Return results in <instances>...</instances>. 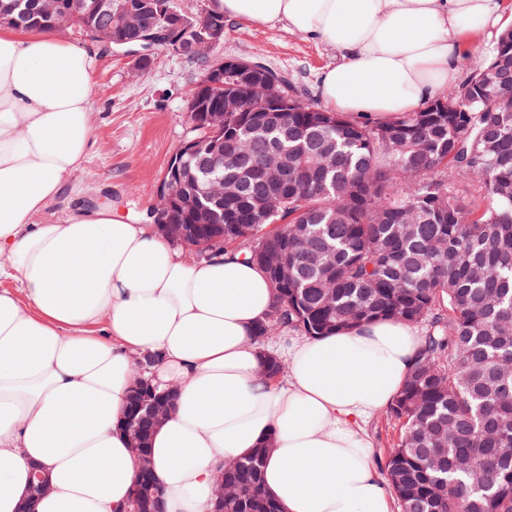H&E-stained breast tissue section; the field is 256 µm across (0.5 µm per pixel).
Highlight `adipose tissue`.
<instances>
[{
  "label": "adipose tissue",
  "mask_w": 512,
  "mask_h": 512,
  "mask_svg": "<svg viewBox=\"0 0 512 512\" xmlns=\"http://www.w3.org/2000/svg\"><path fill=\"white\" fill-rule=\"evenodd\" d=\"M231 21L283 24L337 50L321 98L382 121L457 80L459 37L495 25L496 0H216ZM98 49L0 25V512L33 467L36 512H128L137 461L120 422L134 368L172 388L150 455L164 512H211L226 464L265 442L281 512H393L362 427L390 407L420 339L402 322L292 339L277 381L253 336L273 310L266 275L230 252L188 263L154 225L109 208L43 220L91 150ZM53 487L48 476L41 468H35L32 485L27 499L19 506V512H33L32 504L39 498L50 494Z\"/></svg>",
  "instance_id": "adipose-tissue-1"
}]
</instances>
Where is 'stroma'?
<instances>
[{"mask_svg":"<svg viewBox=\"0 0 512 512\" xmlns=\"http://www.w3.org/2000/svg\"><path fill=\"white\" fill-rule=\"evenodd\" d=\"M221 54L259 57L287 72L304 102L322 106L318 84L323 70L339 56L329 46L288 31L284 25L224 23ZM200 78L199 68L160 48L146 72L135 71L121 54L102 51L95 63L92 99V149L67 184L63 201L45 215L54 221L66 203L95 208L111 204L126 219L139 222L155 202L156 188L171 156L187 135L186 91ZM377 468L399 444L400 422L389 411L367 419Z\"/></svg>","mask_w":512,"mask_h":512,"instance_id":"stroma-1","label":"stroma"}]
</instances>
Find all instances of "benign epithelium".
Returning <instances> with one entry per match:
<instances>
[{
    "label": "benign epithelium",
    "instance_id": "7a95c632",
    "mask_svg": "<svg viewBox=\"0 0 512 512\" xmlns=\"http://www.w3.org/2000/svg\"><path fill=\"white\" fill-rule=\"evenodd\" d=\"M159 5L153 0H137L132 3H120L112 17V29L105 39L106 46H121L129 43L127 35L135 34V39L142 42V49L126 51L135 70L142 69L145 62H153L152 47L169 45L179 56L204 59L206 70L197 85L202 88L216 87L222 84L224 70H229L234 83L248 95L258 96L261 108L253 122L262 124L269 119V112H286L293 103L292 94L288 92V81L280 75H274L259 81L255 72L265 64L243 58L227 59L213 54L224 44V25L208 24L202 28L194 27L185 15L174 10L169 11L165 24L159 26L153 14ZM241 111L237 96L224 98L221 107H205L198 101L187 105L191 130L200 127L207 131V136H192L186 139L178 151L171 157L156 191L154 217L161 231L171 241L182 244L189 257L199 260L201 254L224 237H211L213 227L209 224H173L168 217L178 212L188 219L197 216L202 196L209 193L197 177L188 173L190 163L203 153L211 155L213 161L224 159V113ZM252 164L272 184L288 182V157L284 150L273 148L257 154ZM283 197L277 193L263 196L255 205L265 216L279 211ZM141 409L157 426L164 422L172 411L170 391H154L143 397ZM124 429L129 436L131 451L138 461V472L147 473L151 469L148 452L143 448L142 434L133 420L124 421ZM53 487L43 469L37 468L33 473L32 485L27 499L19 506V512H33L32 504L39 498L50 494Z\"/></svg>",
    "mask_w": 512,
    "mask_h": 512
}]
</instances>
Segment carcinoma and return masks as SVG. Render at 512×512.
<instances>
[{
  "label": "carcinoma",
  "instance_id": "carcinoma-1",
  "mask_svg": "<svg viewBox=\"0 0 512 512\" xmlns=\"http://www.w3.org/2000/svg\"><path fill=\"white\" fill-rule=\"evenodd\" d=\"M109 0H60L46 17L38 0H0L9 25L68 28L93 39ZM512 55V28L501 31L472 75L448 90L459 112H413L386 126L299 103L278 119L296 139L282 211L266 217L244 202H224V245L264 270L276 295L254 340L292 329L323 336L377 320L425 324L404 386L390 406L403 421L384 478L401 512H512V81L495 69ZM212 172L261 197L268 188L249 155L271 135H239ZM336 147L335 166L318 169ZM457 179L476 181L486 203L467 202ZM278 255L288 281L264 264ZM257 448L223 472L242 491L224 512H280L261 473ZM455 479L448 494L442 477Z\"/></svg>",
  "mask_w": 512,
  "mask_h": 512
}]
</instances>
